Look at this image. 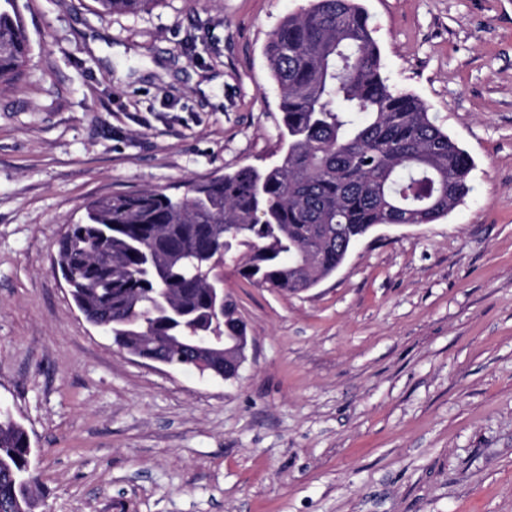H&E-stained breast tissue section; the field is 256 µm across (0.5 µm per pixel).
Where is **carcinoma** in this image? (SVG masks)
<instances>
[{
    "label": "carcinoma",
    "mask_w": 512,
    "mask_h": 512,
    "mask_svg": "<svg viewBox=\"0 0 512 512\" xmlns=\"http://www.w3.org/2000/svg\"><path fill=\"white\" fill-rule=\"evenodd\" d=\"M96 2L112 15L151 0ZM29 51L16 0H0V86L16 82ZM266 57L280 90L279 161L191 182L182 197L95 200L58 242L54 265L70 275L76 307L121 350L150 357L175 338L188 352L203 338L245 336L233 301L214 309L209 281L227 262L256 284L314 288L375 227L430 224L470 192L472 158L422 99L390 85L359 0H312L273 32ZM178 354V368L224 371L219 351L206 369ZM31 455L24 427L0 410V512H35Z\"/></svg>",
    "instance_id": "obj_1"
}]
</instances>
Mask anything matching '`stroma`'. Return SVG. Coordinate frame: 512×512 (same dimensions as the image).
Wrapping results in <instances>:
<instances>
[{
	"label": "stroma",
	"mask_w": 512,
	"mask_h": 512,
	"mask_svg": "<svg viewBox=\"0 0 512 512\" xmlns=\"http://www.w3.org/2000/svg\"><path fill=\"white\" fill-rule=\"evenodd\" d=\"M392 86L475 162L431 224L382 225L298 293L224 270L238 378L118 352L52 272L91 201L281 155L265 55L310 0H18L0 88V407L36 512H512V0H360ZM30 51L29 38L16 0L0 1V86L18 79ZM105 15L137 13L144 10L152 0H95Z\"/></svg>",
	"instance_id": "35a3bbf8"
}]
</instances>
